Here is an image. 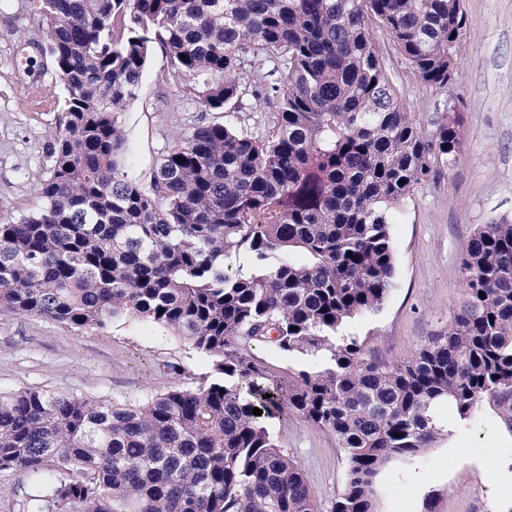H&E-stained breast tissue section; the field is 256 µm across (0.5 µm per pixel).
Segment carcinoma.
I'll return each mask as SVG.
<instances>
[{"mask_svg":"<svg viewBox=\"0 0 512 512\" xmlns=\"http://www.w3.org/2000/svg\"><path fill=\"white\" fill-rule=\"evenodd\" d=\"M63 87L27 89L63 120L40 204L0 224V316L82 334L132 316L211 361L195 387L113 404L44 389L0 391V471L41 480L22 512H317L267 420L290 410L348 458L332 512H374V478L469 421L488 399L512 428V223L474 230L465 299L448 333L406 363L366 360L354 317L391 289L392 209L454 165L452 104L425 134L387 75L382 26L435 90L469 27L462 0H32ZM164 82L204 112L271 100L265 132L203 123L176 134L147 185L125 169L122 112L154 44ZM245 264L228 267L224 258ZM243 344L328 352L284 387ZM262 410L256 416L253 408Z\"/></svg>","mask_w":512,"mask_h":512,"instance_id":"cac0c4a2","label":"carcinoma"}]
</instances>
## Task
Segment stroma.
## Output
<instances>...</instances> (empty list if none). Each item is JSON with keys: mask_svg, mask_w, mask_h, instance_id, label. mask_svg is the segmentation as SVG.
Returning a JSON list of instances; mask_svg holds the SVG:
<instances>
[{"mask_svg": "<svg viewBox=\"0 0 512 512\" xmlns=\"http://www.w3.org/2000/svg\"><path fill=\"white\" fill-rule=\"evenodd\" d=\"M469 28L455 75L434 91L414 75L386 35L377 42L387 75L423 132H431L448 103L464 117L456 163L418 185L394 211V286L384 304L351 320L344 334L357 337L369 359L405 362L431 337L447 332L463 300L460 254L477 225L512 222V0H463ZM39 39L30 0H0V223L36 204L48 166V144L60 111L33 114L22 84L51 81L45 57L19 55V37ZM164 50L154 46L139 95L125 109L126 164L149 183L174 133L199 122L253 125L265 102L229 116L204 112L185 86L161 84ZM245 355L281 381L318 368L325 354L284 355L275 347H248ZM182 366L174 378L166 364ZM209 361L184 337L134 317L76 333L37 316L0 318V391L37 387L68 397L113 403L143 401L165 387L197 385ZM282 450L304 472L320 512H331L343 490L348 459L333 433L295 413L270 420ZM512 448V428L496 404L485 401L471 420L409 461H392L376 477V512H512V486L490 494L488 477L465 462L470 453Z\"/></svg>", "mask_w": 512, "mask_h": 512, "instance_id": "35a3bbf8", "label": "stroma"}]
</instances>
